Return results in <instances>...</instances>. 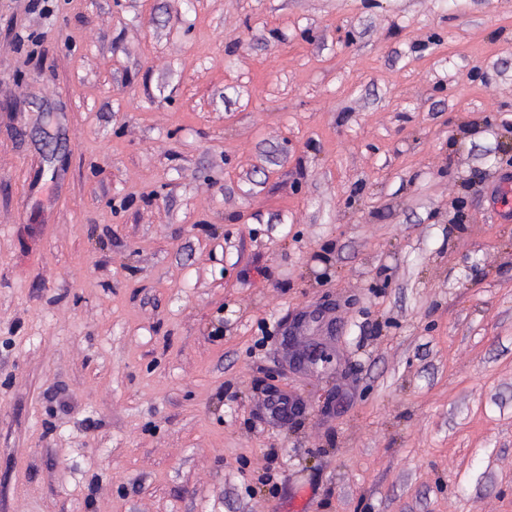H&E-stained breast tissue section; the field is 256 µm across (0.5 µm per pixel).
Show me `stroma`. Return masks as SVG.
Here are the masks:
<instances>
[{
	"label": "stroma",
	"instance_id": "stroma-1",
	"mask_svg": "<svg viewBox=\"0 0 512 512\" xmlns=\"http://www.w3.org/2000/svg\"><path fill=\"white\" fill-rule=\"evenodd\" d=\"M508 181L512 0H0V512H512Z\"/></svg>",
	"mask_w": 512,
	"mask_h": 512
}]
</instances>
